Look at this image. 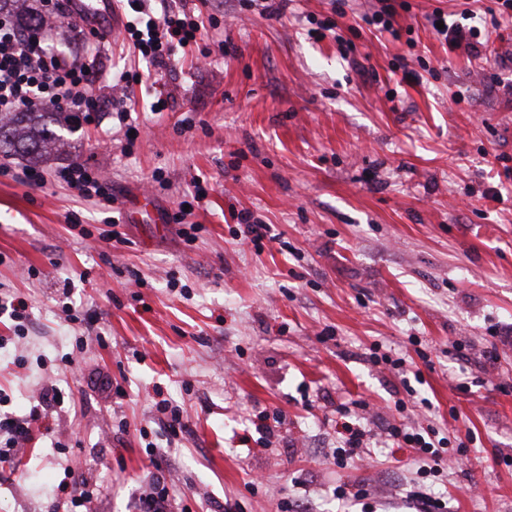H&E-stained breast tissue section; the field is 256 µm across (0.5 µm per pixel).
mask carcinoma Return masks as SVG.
Here are the masks:
<instances>
[{
    "label": "carcinoma",
    "instance_id": "cac0c4a2",
    "mask_svg": "<svg viewBox=\"0 0 512 512\" xmlns=\"http://www.w3.org/2000/svg\"><path fill=\"white\" fill-rule=\"evenodd\" d=\"M70 129L69 117L64 112H2L0 154L37 162L53 150H63V131Z\"/></svg>",
    "mask_w": 512,
    "mask_h": 512
}]
</instances>
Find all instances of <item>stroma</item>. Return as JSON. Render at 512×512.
<instances>
[{"mask_svg":"<svg viewBox=\"0 0 512 512\" xmlns=\"http://www.w3.org/2000/svg\"><path fill=\"white\" fill-rule=\"evenodd\" d=\"M373 3L346 0L345 60L333 34L307 35L336 0H281L273 17L183 0L206 27L160 69L112 35L94 66L143 73L134 135L100 113L43 166L88 163L112 202L30 184L25 159L0 155V294L31 319L21 338L0 318V412L59 396L0 460V512H70L69 472L95 488L82 512H138L156 478L172 512H361L339 485L366 489L371 512H415L413 491L512 512V30L475 60L429 21L471 0H408L390 34L362 21ZM401 58L431 70L402 82ZM142 195L154 210L126 218ZM183 207L190 246L171 221ZM247 210L270 226L261 245L237 237ZM375 346L420 373L415 395ZM162 403L183 430L160 427ZM342 407L372 436L340 468ZM390 422L469 438L463 465L422 480Z\"/></svg>","mask_w":512,"mask_h":512,"instance_id":"35a3bbf8","label":"stroma"}]
</instances>
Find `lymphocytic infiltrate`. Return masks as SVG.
I'll return each instance as SVG.
<instances>
[{"label":"lymphocytic infiltrate","mask_w":512,"mask_h":512,"mask_svg":"<svg viewBox=\"0 0 512 512\" xmlns=\"http://www.w3.org/2000/svg\"><path fill=\"white\" fill-rule=\"evenodd\" d=\"M135 13V20L126 22L125 30L139 58L148 63L166 65L175 48L196 42L203 23L185 9H168L154 13L146 0H126ZM443 22L437 35L448 44L477 48L485 17L475 10L464 11L460 20L445 18L443 13L433 15ZM102 78L90 63L65 57L53 50L43 33L25 31L14 15L0 13V113L1 112H68L73 118L89 117L107 109L127 119L128 108L124 98L104 102L93 91V85ZM56 181L65 184L74 196L87 199L112 197V186L82 162L56 169ZM55 400L50 391H43L28 416L0 418V457L16 449L27 447L32 441L31 423L46 416ZM388 437L398 447L408 448L418 457V472L437 476L446 446L445 440L425 437L422 429L412 426L390 425Z\"/></svg>","instance_id":"lymphocytic-infiltrate-1"}]
</instances>
